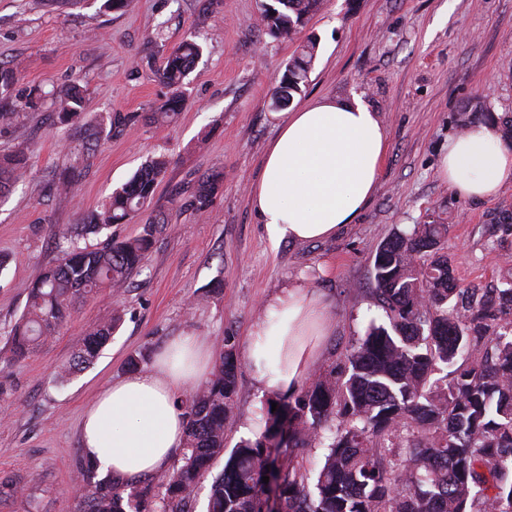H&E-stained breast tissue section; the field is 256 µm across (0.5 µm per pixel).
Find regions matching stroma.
Returning <instances> with one entry per match:
<instances>
[{
  "instance_id": "1",
  "label": "stroma",
  "mask_w": 512,
  "mask_h": 512,
  "mask_svg": "<svg viewBox=\"0 0 512 512\" xmlns=\"http://www.w3.org/2000/svg\"><path fill=\"white\" fill-rule=\"evenodd\" d=\"M258 0H136L134 9H105L104 0H0V60L21 65L0 124V155L25 153L29 166L0 203V358L4 328L22 314L29 288L66 244L61 229L86 221L113 189L148 158L165 156L156 197L167 222L154 238L144 270L120 293L88 296L70 321L31 357L0 369V512H74V480L86 458L80 425L86 408L130 359L154 362L176 336L205 340L219 364L223 337L238 358L263 319V301L301 282L319 291L334 324L317 371L335 366L370 320L383 312L372 291L373 257L394 232L416 224L448 225L443 250L462 285L495 287L512 267V187L473 202L457 197L440 176L457 116L480 98L494 117L512 115V0H324L295 41L269 37L256 22ZM203 53L189 77L175 122L145 121L165 88L153 73L187 36ZM318 43L317 58L293 106L355 92L377 112L389 137L376 193L358 220L336 238L272 246L251 206L265 149L282 115L272 105L299 43ZM86 89L80 125L101 114L132 115L104 132L79 158L80 125L61 123L57 97L72 83ZM83 164L76 196L56 192L53 176ZM210 170L224 181L205 213L195 211V181ZM123 320L90 367L54 380L81 334ZM269 393L248 366L238 374L226 445L262 431Z\"/></svg>"
}]
</instances>
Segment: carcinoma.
Masks as SVG:
<instances>
[{
    "mask_svg": "<svg viewBox=\"0 0 512 512\" xmlns=\"http://www.w3.org/2000/svg\"><path fill=\"white\" fill-rule=\"evenodd\" d=\"M323 0H263L266 34L293 40ZM201 45L186 39L156 71L165 100L150 112L165 124L178 115L188 76ZM317 41L310 37L289 61L274 103L301 92L312 70ZM19 64L0 61V98L8 99ZM83 91L70 87L60 98L59 119L81 117ZM485 110L474 99L458 114L466 128ZM23 154L0 160V197L26 172ZM167 161L153 158L112 192L83 225L100 234L147 211ZM83 169L72 165L57 189L75 192ZM221 173L202 175L194 204L206 210ZM161 220L148 218L143 234L90 249L72 242L35 280L23 315L7 332L8 361L21 360L59 333L82 298L104 288L118 290L141 271ZM446 224H417L396 232L377 250L372 284L386 321L370 322L343 360L315 376L299 395L266 400L263 432L231 450L211 485L208 512H260L265 483L280 480L282 512H512V270L488 292L463 287L441 242ZM120 311L89 330L71 359L60 365L64 383L88 367L110 340ZM240 363L233 337H224L219 365L184 407L182 464L141 479L110 475L95 479V466L81 468L78 512H187L186 498L213 462L224 455V422L233 412ZM277 407H272V404ZM288 448L279 464L267 444ZM324 450L316 471L303 464L312 448Z\"/></svg>",
    "mask_w": 512,
    "mask_h": 512,
    "instance_id": "cac0c4a2",
    "label": "carcinoma"
}]
</instances>
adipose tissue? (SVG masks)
Masks as SVG:
<instances>
[{
    "instance_id": "adipose-tissue-1",
    "label": "adipose tissue",
    "mask_w": 512,
    "mask_h": 512,
    "mask_svg": "<svg viewBox=\"0 0 512 512\" xmlns=\"http://www.w3.org/2000/svg\"><path fill=\"white\" fill-rule=\"evenodd\" d=\"M388 143L377 113L357 93L287 113L251 194L271 243L325 240L355 223L376 191ZM440 172L459 197H496L512 186V143L491 123H475L449 141ZM265 311L248 332L249 367L266 389L295 392L318 362L332 322L322 296L304 285L271 296ZM208 356L203 340L181 335L150 369L114 381L84 414L85 456L123 478L161 470L183 444L180 395L204 379Z\"/></svg>"
}]
</instances>
